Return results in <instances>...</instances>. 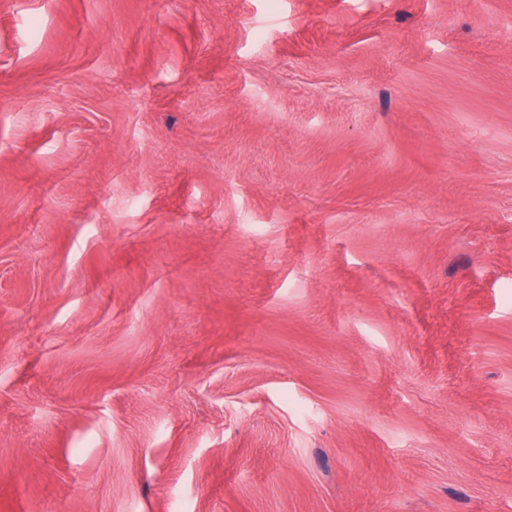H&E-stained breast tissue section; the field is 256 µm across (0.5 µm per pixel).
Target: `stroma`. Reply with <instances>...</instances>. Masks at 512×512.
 Instances as JSON below:
<instances>
[{"label":"stroma","instance_id":"stroma-1","mask_svg":"<svg viewBox=\"0 0 512 512\" xmlns=\"http://www.w3.org/2000/svg\"><path fill=\"white\" fill-rule=\"evenodd\" d=\"M512 512V0H0V512Z\"/></svg>","mask_w":512,"mask_h":512}]
</instances>
